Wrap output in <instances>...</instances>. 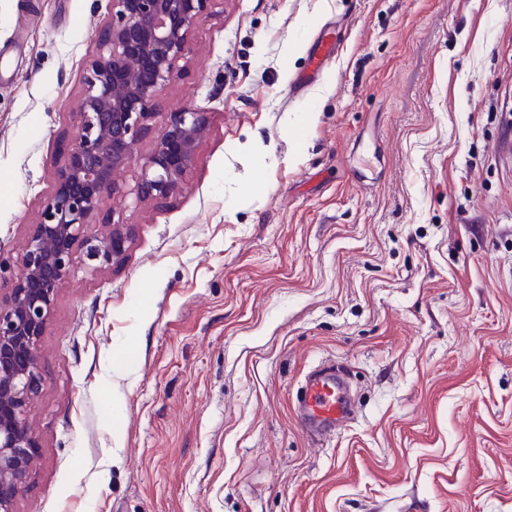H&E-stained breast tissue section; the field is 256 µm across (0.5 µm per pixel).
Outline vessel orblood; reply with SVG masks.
<instances>
[{
  "label": "vessel or blood",
  "mask_w": 512,
  "mask_h": 512,
  "mask_svg": "<svg viewBox=\"0 0 512 512\" xmlns=\"http://www.w3.org/2000/svg\"><path fill=\"white\" fill-rule=\"evenodd\" d=\"M341 32L332 26H322L308 50L306 70L290 81L294 92L306 90L319 80L330 60L338 55ZM300 420L315 436L335 435L351 417L353 405L347 398L343 383L332 364H322L309 372L298 402Z\"/></svg>",
  "instance_id": "1"
}]
</instances>
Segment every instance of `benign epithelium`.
<instances>
[{
	"mask_svg": "<svg viewBox=\"0 0 512 512\" xmlns=\"http://www.w3.org/2000/svg\"><path fill=\"white\" fill-rule=\"evenodd\" d=\"M116 10L98 41L84 78L77 134L62 158L40 220L22 251L14 285L0 299V512H14L38 448L28 413L43 386L37 342L59 287L84 249L97 268L122 256L130 228L87 238L116 174L137 163L136 200L164 199L183 187L208 113L173 112L151 147H134L152 130L156 101L178 78L176 64L213 0H113Z\"/></svg>",
	"mask_w": 512,
	"mask_h": 512,
	"instance_id": "obj_1",
	"label": "benign epithelium"
}]
</instances>
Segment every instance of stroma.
I'll list each match as a JSON object with an SVG mask.
<instances>
[{"label":"stroma","instance_id":"stroma-1","mask_svg":"<svg viewBox=\"0 0 512 512\" xmlns=\"http://www.w3.org/2000/svg\"><path fill=\"white\" fill-rule=\"evenodd\" d=\"M112 0H0V261L77 130ZM343 50L302 95L317 27ZM170 113L208 112L183 188L97 223L38 339L14 512H512V0H214ZM331 361L360 404L296 414ZM298 405L300 420L313 436L335 435L353 410L334 364H322L309 372Z\"/></svg>","mask_w":512,"mask_h":512}]
</instances>
